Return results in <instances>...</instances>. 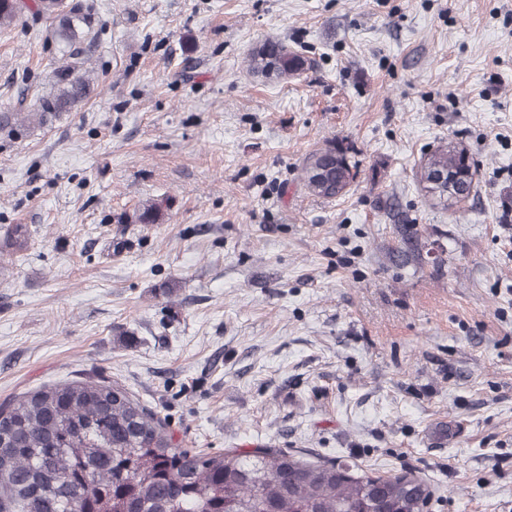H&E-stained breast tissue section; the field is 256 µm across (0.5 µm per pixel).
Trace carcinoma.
Masks as SVG:
<instances>
[{"instance_id": "1", "label": "carcinoma", "mask_w": 512, "mask_h": 512, "mask_svg": "<svg viewBox=\"0 0 512 512\" xmlns=\"http://www.w3.org/2000/svg\"><path fill=\"white\" fill-rule=\"evenodd\" d=\"M32 12L56 23L69 47L90 21L67 0H0V27ZM304 66L281 42L250 57L252 72L287 79ZM54 91L39 100V123L86 98L88 79L76 63L54 73ZM309 193L333 198L356 177L335 145L312 155ZM428 175L448 177L455 193L474 185L468 150L449 142L426 160ZM432 490L412 473L359 472L341 460L309 461L278 448H181L167 424L118 386L91 381L29 392L0 405V512H424Z\"/></svg>"}]
</instances>
